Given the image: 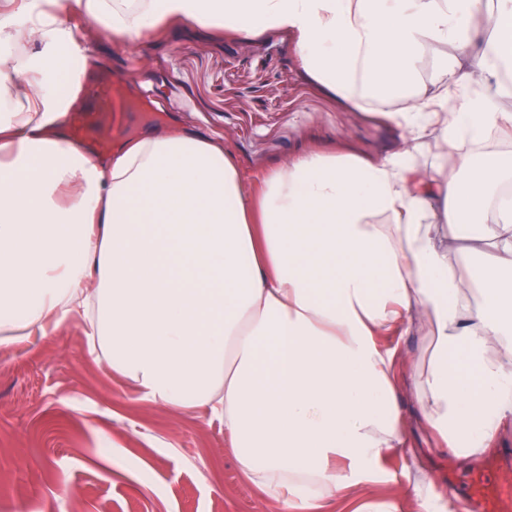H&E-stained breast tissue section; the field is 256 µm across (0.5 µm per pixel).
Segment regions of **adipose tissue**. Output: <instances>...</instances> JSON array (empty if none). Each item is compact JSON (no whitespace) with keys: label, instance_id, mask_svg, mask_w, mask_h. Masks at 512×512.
<instances>
[{"label":"adipose tissue","instance_id":"1","mask_svg":"<svg viewBox=\"0 0 512 512\" xmlns=\"http://www.w3.org/2000/svg\"><path fill=\"white\" fill-rule=\"evenodd\" d=\"M42 2L41 14L32 0L0 6V347L82 317L143 398L207 409L282 512H319L406 449L401 355L383 340L416 336L421 423L482 455L512 419V198L499 195L512 164L475 157L489 137L512 138L499 77L512 0L492 13L482 0ZM75 17L116 43L181 26L292 33L299 65L380 105L402 146L374 163L299 155L254 188L223 141L184 124L93 156L60 128L88 64L66 54ZM428 46L433 76L419 84ZM468 215L483 218L477 236ZM464 239L494 244L465 272L448 260ZM405 479L418 512L444 507L425 472Z\"/></svg>","mask_w":512,"mask_h":512}]
</instances>
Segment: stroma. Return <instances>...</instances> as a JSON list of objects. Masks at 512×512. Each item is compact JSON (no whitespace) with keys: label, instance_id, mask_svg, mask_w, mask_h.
Masks as SVG:
<instances>
[{"label":"stroma","instance_id":"stroma-1","mask_svg":"<svg viewBox=\"0 0 512 512\" xmlns=\"http://www.w3.org/2000/svg\"><path fill=\"white\" fill-rule=\"evenodd\" d=\"M74 42L101 54L86 67L82 86L103 80L154 103L109 118L89 111V97L79 94L64 131L91 152L177 120L223 136L254 178L296 154L375 161L402 144V132L376 105L358 107L301 70L284 33L234 41L175 29L159 43L117 45L83 21ZM146 56L153 60L148 74L139 68ZM410 374V366L398 365L400 409L416 456L388 457L383 477L323 512L406 496L404 473L414 463L441 484L457 476L448 512H469L474 484L512 490V423L479 458L447 452L416 420ZM48 503L55 512H279L240 471L223 423L205 410L184 413L143 399L133 382L90 353L76 319L0 349V512H42Z\"/></svg>","mask_w":512,"mask_h":512}]
</instances>
